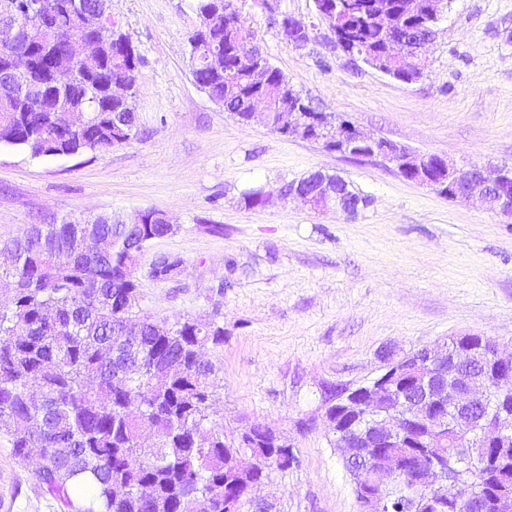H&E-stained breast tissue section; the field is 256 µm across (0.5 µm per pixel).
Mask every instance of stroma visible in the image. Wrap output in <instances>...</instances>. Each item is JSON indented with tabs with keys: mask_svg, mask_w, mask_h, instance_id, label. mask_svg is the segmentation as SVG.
Returning a JSON list of instances; mask_svg holds the SVG:
<instances>
[{
	"mask_svg": "<svg viewBox=\"0 0 512 512\" xmlns=\"http://www.w3.org/2000/svg\"><path fill=\"white\" fill-rule=\"evenodd\" d=\"M269 61L315 105L362 133L460 166H512V0H453L404 83L351 64L314 0H277L314 35L288 46L257 0H235ZM141 54L137 139L109 150L34 157L0 147V242L43 217H132L159 209L175 225L141 258L180 259L173 277L141 279L155 318L224 325V387L214 409L228 438L251 425L286 437L297 467L259 490L278 512H360L331 442L321 388L376 377L380 350L478 334L512 351V219L451 201L380 158L354 160L320 143L244 124L194 84L189 37L196 0H111ZM352 182L370 203L356 216L298 199L248 209L242 193L314 171ZM0 443V512H63Z\"/></svg>",
	"mask_w": 512,
	"mask_h": 512,
	"instance_id": "obj_1",
	"label": "stroma"
}]
</instances>
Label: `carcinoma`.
<instances>
[{
  "instance_id": "1",
  "label": "carcinoma",
  "mask_w": 512,
  "mask_h": 512,
  "mask_svg": "<svg viewBox=\"0 0 512 512\" xmlns=\"http://www.w3.org/2000/svg\"><path fill=\"white\" fill-rule=\"evenodd\" d=\"M24 3L20 25L50 16L54 30L30 47L37 64L57 68L50 41L67 37L99 0H39ZM344 55H379L401 80L413 76L418 59L392 41L432 28L408 8V0H334ZM196 10L210 33L219 70L191 62L195 85L242 123L251 102L267 101L277 111L288 89L309 112V97L293 87L270 61L255 72L241 66L242 53L259 49L257 33L238 12L224 14L215 0H197ZM101 70L89 77L65 73L31 98L12 97L14 77L0 69V146L35 157L54 153L105 151L116 138L137 136L134 97L116 99L115 80L137 81L140 53L128 52L131 39L101 26ZM85 113L76 131L62 107ZM175 227L164 212L150 209L142 224H125L109 213L92 224L54 217L30 225L0 246L14 263L0 267V439L25 460L39 450L36 477L67 512H228V495L253 493L280 459L296 458L257 436L256 448H270L272 461H245V449L224 437L213 401L223 388L221 352L224 326L216 319H154L140 307V258L154 240ZM89 238L104 240L102 252L86 250ZM448 426L447 448L403 444L391 455L437 459L447 470V512L458 493L496 501L512 497V444L484 446L469 433L472 446L454 448ZM125 489L122 496L115 488ZM147 488L153 501L141 490Z\"/></svg>"
}]
</instances>
